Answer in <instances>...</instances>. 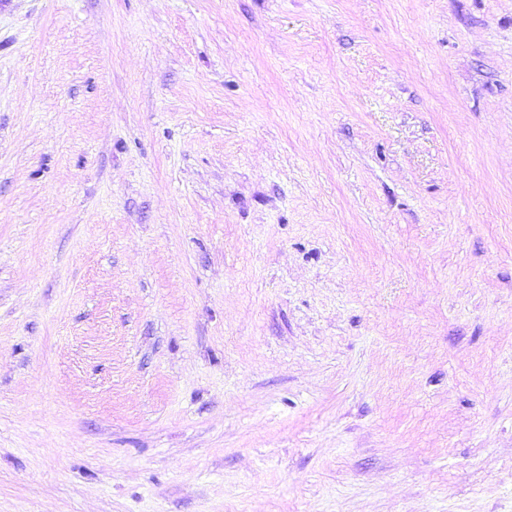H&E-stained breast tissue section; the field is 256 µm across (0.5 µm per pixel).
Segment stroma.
Returning <instances> with one entry per match:
<instances>
[{
    "mask_svg": "<svg viewBox=\"0 0 512 512\" xmlns=\"http://www.w3.org/2000/svg\"><path fill=\"white\" fill-rule=\"evenodd\" d=\"M0 512H512V0H0Z\"/></svg>",
    "mask_w": 512,
    "mask_h": 512,
    "instance_id": "obj_1",
    "label": "stroma"
}]
</instances>
